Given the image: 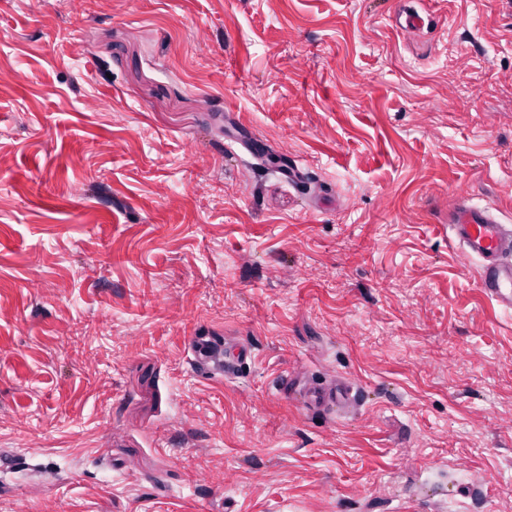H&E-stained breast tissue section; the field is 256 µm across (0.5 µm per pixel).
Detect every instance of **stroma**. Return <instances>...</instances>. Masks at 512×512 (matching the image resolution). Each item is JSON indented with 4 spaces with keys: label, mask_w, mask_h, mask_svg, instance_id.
<instances>
[{
    "label": "stroma",
    "mask_w": 512,
    "mask_h": 512,
    "mask_svg": "<svg viewBox=\"0 0 512 512\" xmlns=\"http://www.w3.org/2000/svg\"><path fill=\"white\" fill-rule=\"evenodd\" d=\"M0 70V512L512 505V314L445 229L512 224V0H0ZM193 361L204 371L221 372L234 368V364L227 359V355L208 334H198L191 342ZM289 395L293 401L301 403L304 407L334 408L336 405L346 404L354 397L353 389L348 386H329L323 383L299 389L290 385Z\"/></svg>",
    "instance_id": "stroma-1"
}]
</instances>
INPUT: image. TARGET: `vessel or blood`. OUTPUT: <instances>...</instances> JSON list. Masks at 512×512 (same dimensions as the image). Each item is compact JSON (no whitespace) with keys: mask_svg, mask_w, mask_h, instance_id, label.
<instances>
[{"mask_svg":"<svg viewBox=\"0 0 512 512\" xmlns=\"http://www.w3.org/2000/svg\"><path fill=\"white\" fill-rule=\"evenodd\" d=\"M448 243L477 263L478 284L482 293L502 309L512 310V226L502 223L491 207L458 193L448 213ZM191 350L195 364L209 372L221 371L229 362H243L251 356L247 347H235L225 354L216 340L206 334L193 337ZM293 401L306 407L332 408L347 403L353 396L350 387L323 383L306 389L290 387Z\"/></svg>","mask_w":512,"mask_h":512,"instance_id":"1","label":"vessel or blood"}]
</instances>
